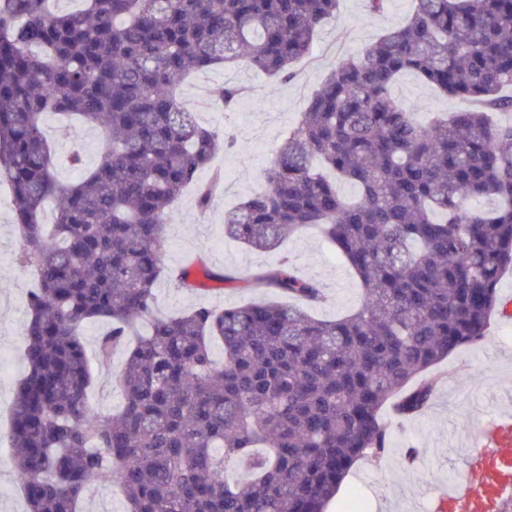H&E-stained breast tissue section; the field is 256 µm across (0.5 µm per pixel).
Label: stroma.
Returning <instances> with one entry per match:
<instances>
[{"instance_id":"1","label":"stroma","mask_w":512,"mask_h":512,"mask_svg":"<svg viewBox=\"0 0 512 512\" xmlns=\"http://www.w3.org/2000/svg\"><path fill=\"white\" fill-rule=\"evenodd\" d=\"M413 7V0H391L385 13L372 14L364 0H339L335 15L318 33L313 53L293 64L295 76L290 81L268 77L239 62L196 74L182 84L181 98L191 106L193 121L233 137L235 147L215 154L198 174L202 182L217 172L224 176V190L208 210L197 208L191 187L173 204L164 262L182 266L202 254L209 266L231 270L237 279L215 284L206 293L187 292L161 279L155 287L158 310L176 314L200 304L222 308L277 299V292L254 281L253 275L280 253L292 260L301 277L322 284L325 297L314 308L317 317L333 320L361 305L363 291L357 277L316 230L284 237L278 252H263L225 236L224 217L263 187L265 168L324 75L340 59L402 23ZM228 81L244 85V96L232 109L214 107L218 89ZM392 94L423 119L461 107L458 100L410 73L398 79ZM44 129L55 147L60 180L75 176L69 163L72 153L81 155L85 168L100 163L99 130L81 124L66 129L51 114ZM20 243L10 186L0 179L1 433L9 425L15 384L26 371L22 350L34 276L16 266ZM125 358V350L116 349L108 364L96 369L97 385L90 398L103 412H115L122 405V393L112 380ZM435 378L433 402L422 413L400 417L385 411L391 448L359 461L328 503L327 512H347L352 502L359 512H504L512 500V320L492 317L487 341L450 355L436 367ZM461 476L467 478L470 493L445 494V487Z\"/></svg>"}]
</instances>
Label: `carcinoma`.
Wrapping results in <instances>:
<instances>
[{
    "instance_id": "carcinoma-1",
    "label": "carcinoma",
    "mask_w": 512,
    "mask_h": 512,
    "mask_svg": "<svg viewBox=\"0 0 512 512\" xmlns=\"http://www.w3.org/2000/svg\"><path fill=\"white\" fill-rule=\"evenodd\" d=\"M0 0V178L13 193L17 267L35 268L27 373L6 435L29 512H81L118 481L129 512H324L353 464L390 446L381 414L434 398L426 376L483 343L512 268V0H415L412 13L324 77L224 233L270 252L317 229L359 277L337 320L324 293L279 259L255 280L298 300L168 315L165 276L189 291L233 277L167 269L172 204L224 139L189 119L178 88L239 59L281 80L310 55L338 0ZM414 74L463 108L428 124L392 95ZM243 86L218 102L233 108ZM107 134L99 165L56 175L43 117ZM348 181L359 196L336 189ZM197 187L199 210L221 191ZM492 199L483 211L474 200ZM55 219L41 220L45 205ZM104 321L95 356L84 328ZM136 337L114 378L116 414L89 400L95 364ZM224 345L217 362L210 342Z\"/></svg>"
}]
</instances>
